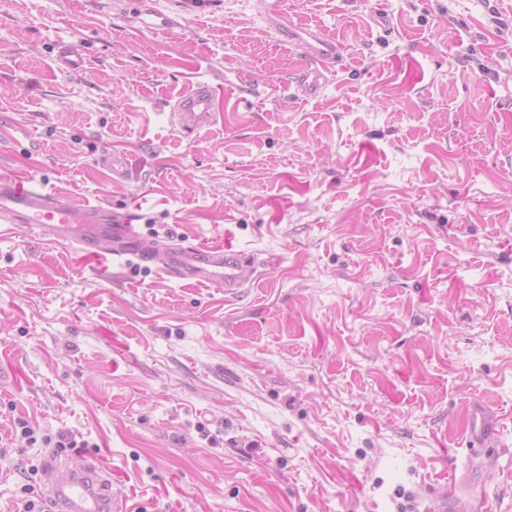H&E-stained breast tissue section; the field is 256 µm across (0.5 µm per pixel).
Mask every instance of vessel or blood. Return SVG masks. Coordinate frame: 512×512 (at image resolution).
Listing matches in <instances>:
<instances>
[{
    "instance_id": "1",
    "label": "vessel or blood",
    "mask_w": 512,
    "mask_h": 512,
    "mask_svg": "<svg viewBox=\"0 0 512 512\" xmlns=\"http://www.w3.org/2000/svg\"><path fill=\"white\" fill-rule=\"evenodd\" d=\"M263 20L268 29L285 37L308 62L297 83L304 94L320 95L333 81L344 46L324 29L295 23L283 0H263ZM218 93L205 82H194L175 103L174 116L200 129L221 120ZM133 213L117 215L100 205H77L43 189L33 179L0 174V224L24 227L55 243L75 244L94 261L96 274L109 278L114 262L137 257L158 265L166 277L199 285L220 283L233 292L253 281L256 268L249 256L224 245L170 246L142 238ZM470 446H488L496 439L491 424L471 423ZM48 487L56 512H130L125 499L112 489L109 472L87 457L73 454L53 461L47 469Z\"/></svg>"
}]
</instances>
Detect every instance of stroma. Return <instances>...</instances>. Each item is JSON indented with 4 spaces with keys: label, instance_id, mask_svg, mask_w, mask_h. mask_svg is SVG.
Listing matches in <instances>:
<instances>
[{
    "label": "stroma",
    "instance_id": "stroma-1",
    "mask_svg": "<svg viewBox=\"0 0 512 512\" xmlns=\"http://www.w3.org/2000/svg\"><path fill=\"white\" fill-rule=\"evenodd\" d=\"M284 2L345 46L320 96L285 95L305 61L260 0H0V173L257 270L102 280L0 237V512L53 452L21 419L130 512H423L448 483L512 512V0ZM195 80L227 110L192 134ZM478 407L498 447L466 446Z\"/></svg>",
    "mask_w": 512,
    "mask_h": 512
}]
</instances>
